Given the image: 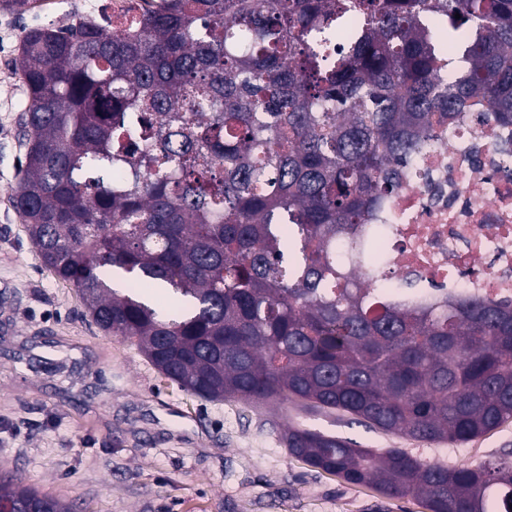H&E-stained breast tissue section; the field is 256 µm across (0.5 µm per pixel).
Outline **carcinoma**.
<instances>
[{
  "label": "carcinoma",
  "instance_id": "cac0c4a2",
  "mask_svg": "<svg viewBox=\"0 0 512 512\" xmlns=\"http://www.w3.org/2000/svg\"><path fill=\"white\" fill-rule=\"evenodd\" d=\"M460 18H455V14ZM463 67L441 63L448 48ZM15 207L102 331L183 390L463 444L512 420V302L379 286L406 167L477 98L512 125V0H153L29 29ZM288 454L428 512H512L449 467L290 422ZM19 512H77L9 476ZM105 5L110 6L109 9L112 12V24L106 27L107 31H112V28L115 29L120 22H128L138 18L141 13V6H145L139 0H113L101 4L100 8Z\"/></svg>",
  "mask_w": 512,
  "mask_h": 512
}]
</instances>
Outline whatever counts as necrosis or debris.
<instances>
[{
	"label": "necrosis or debris",
	"mask_w": 512,
	"mask_h": 512,
	"mask_svg": "<svg viewBox=\"0 0 512 512\" xmlns=\"http://www.w3.org/2000/svg\"><path fill=\"white\" fill-rule=\"evenodd\" d=\"M484 105L438 123L401 188L370 218L387 225L388 275L414 279L416 299L443 291L512 301V131L484 119Z\"/></svg>",
	"instance_id": "obj_1"
}]
</instances>
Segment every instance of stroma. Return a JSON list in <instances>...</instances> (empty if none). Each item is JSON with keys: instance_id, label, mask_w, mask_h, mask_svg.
I'll list each match as a JSON object with an SVG mask.
<instances>
[{"instance_id": "35a3bbf8", "label": "stroma", "mask_w": 512, "mask_h": 512, "mask_svg": "<svg viewBox=\"0 0 512 512\" xmlns=\"http://www.w3.org/2000/svg\"><path fill=\"white\" fill-rule=\"evenodd\" d=\"M101 0H34L0 12V474L83 512H426L289 455L269 407L191 395L130 342L105 334L38 257L13 205L28 97L11 61L32 27L67 25ZM302 427L451 466L512 458V422L461 445L288 408Z\"/></svg>"}]
</instances>
